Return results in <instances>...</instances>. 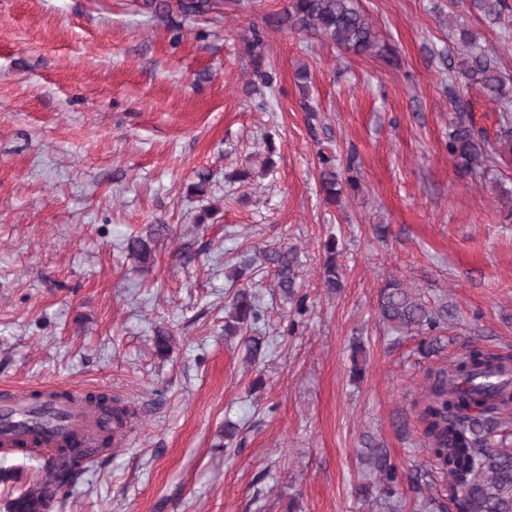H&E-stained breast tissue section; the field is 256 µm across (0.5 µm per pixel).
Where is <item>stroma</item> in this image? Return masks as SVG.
<instances>
[{"label": "stroma", "instance_id": "35a3bbf8", "mask_svg": "<svg viewBox=\"0 0 512 512\" xmlns=\"http://www.w3.org/2000/svg\"><path fill=\"white\" fill-rule=\"evenodd\" d=\"M358 3L373 54L277 29L288 0H237L178 39L146 0H0V390L106 392L137 415L56 512H286L294 497L304 512H379L355 493L368 436L403 474L395 512H416L426 472L447 502L417 410L426 369L465 344L512 354V162L474 176L449 159L446 59L466 29L512 73V33L467 0ZM254 26L268 89L252 84ZM322 152L353 160L360 182L335 205ZM202 174L209 186L189 192ZM151 224L167 236L146 268L126 240ZM279 242L299 252L309 311L289 331L261 270L270 347L254 362L224 333V302L247 285L228 277L242 251ZM392 278L454 306L436 356L379 322ZM327 252L328 257L323 265L322 279L325 288H328L331 291H337L342 288L343 274L340 268L336 265L334 257L336 253V246L334 241L328 243Z\"/></svg>", "mask_w": 512, "mask_h": 512}]
</instances>
